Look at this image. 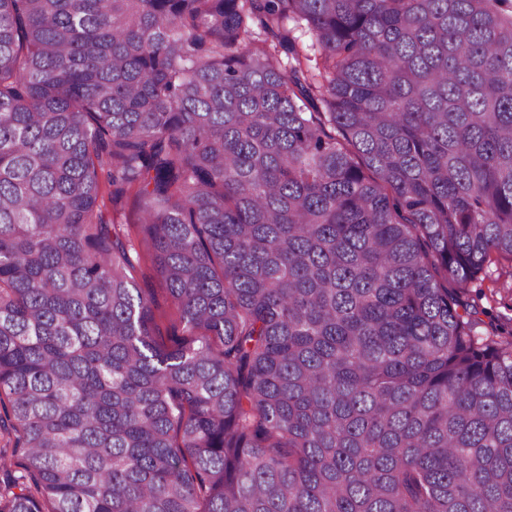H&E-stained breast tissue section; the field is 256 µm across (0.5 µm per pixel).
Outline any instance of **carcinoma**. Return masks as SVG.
<instances>
[{"mask_svg": "<svg viewBox=\"0 0 512 512\" xmlns=\"http://www.w3.org/2000/svg\"><path fill=\"white\" fill-rule=\"evenodd\" d=\"M498 257L512 0H0V512H512ZM288 31L289 37L293 39L297 49L307 54L313 60L310 64L314 65V59L319 55V48L316 46L312 47V40L307 30L303 26L289 21ZM106 206L109 210L116 209L123 218L128 222V225L135 224L139 215L140 202L135 196L134 191L126 193L117 203H110L109 200L105 201ZM133 262L137 268V282L141 288H151L157 299V307H154L155 319L159 325L162 335H182V326L175 322L171 300L165 289L163 281L155 274L152 269L150 260L141 256L137 261V257L133 254ZM175 326V328H174ZM509 271L507 261H495L468 288L461 290V295L479 311L477 331L496 340L511 341L512 277ZM506 282L509 288L502 287Z\"/></svg>", "mask_w": 512, "mask_h": 512, "instance_id": "cac0c4a2", "label": "carcinoma"}]
</instances>
